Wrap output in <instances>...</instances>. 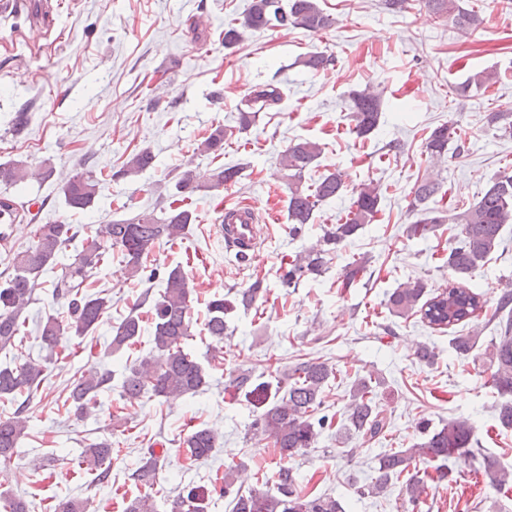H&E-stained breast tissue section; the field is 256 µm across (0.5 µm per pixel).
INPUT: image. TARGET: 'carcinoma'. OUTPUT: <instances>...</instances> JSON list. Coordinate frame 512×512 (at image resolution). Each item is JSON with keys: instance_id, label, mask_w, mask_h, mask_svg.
Masks as SVG:
<instances>
[{"instance_id": "carcinoma-1", "label": "carcinoma", "mask_w": 512, "mask_h": 512, "mask_svg": "<svg viewBox=\"0 0 512 512\" xmlns=\"http://www.w3.org/2000/svg\"><path fill=\"white\" fill-rule=\"evenodd\" d=\"M421 7L437 18L446 17L464 34L484 24L485 18L474 10L463 7L460 0H418ZM333 18L319 6L318 0H251L240 23L231 22L224 27V48L230 49L242 41L244 32L269 27L303 29L317 35L330 27ZM331 56L312 52L299 59V64L312 73L324 71L332 65ZM498 72L490 69L475 71L460 83L457 95L469 97L498 82ZM282 101L281 88L273 84L256 86L242 100L236 117L237 132L247 131L255 122L256 114L270 110ZM353 132L366 139L378 127L381 117V96L370 89L351 95ZM453 128L442 124L432 130L425 143V151L432 159L448 158V145L453 140ZM227 128L215 127L199 144L202 153L217 154L224 149ZM320 155V147L310 140H300L289 145L281 154L280 165L288 171L287 219L294 235L302 232L306 224L314 223L318 206L328 200L343 196L347 184L339 172L321 176L308 186H303L305 172L311 169ZM156 156L143 148L131 154L120 170L119 177H136L155 166ZM243 168L220 167L213 174L211 188L217 190L235 184ZM55 170L51 167L31 168L24 161L0 162V187L9 190L29 179L49 180ZM102 188L93 170L76 172L62 185L67 207L84 211L94 204ZM174 188L184 199L195 192L192 173L185 171L175 182ZM441 190L440 184L423 181L414 190L412 208L421 218L410 227V234L423 236L435 224L458 225L454 246L448 249V270L458 279L440 292H429L427 284L417 279L395 289L386 300L387 309L400 316L420 314L421 320L432 329H447L479 317L483 311L482 296L471 290L465 281L472 279L485 267L492 253L502 244L503 228L512 223V173L503 172L490 180L479 201L466 211L444 216L428 207V201ZM352 202L346 219L324 232L318 243L296 255L283 276V284L295 285L309 275H318L327 264L326 256L351 239L363 225L372 221L379 211L382 199L380 185L363 183L352 187ZM14 224L24 221L30 214L26 205H17L7 194L0 197V215ZM195 221L193 211L181 206L168 205L160 214L142 213L133 218L112 221L102 225L83 239L81 250L74 261L62 268L53 283L54 302L66 308L62 316L50 314L38 322L37 332L46 349L57 348L67 336L83 337L96 329L110 307V299L88 291L89 278L107 261L109 255H121L124 274L129 277L142 275L146 262L157 245L181 239ZM76 237L72 225L54 221L34 225L33 240L26 250L7 255L12 273L0 281V351L15 347V339L25 322L21 317L34 301L38 281L47 270H53L61 254ZM263 293V284L254 282L250 287L236 292L230 298H215L208 304L205 330L217 341L224 340L228 325L226 316L238 309L248 310ZM191 295L188 277L180 267L170 269L163 281L159 297L143 302L150 303L153 312L151 354L135 359L125 367L120 396L133 404L144 398H176L196 395L209 386L204 367L184 350L191 329ZM497 320L499 336L494 342L491 381L498 393L505 398L498 409L497 419L504 428H512V289L499 296L493 313ZM142 318L134 313L125 316L112 329L111 346L119 350L141 336ZM45 366L25 361L19 364L0 365V400L17 403L7 418L0 417V466L10 464L18 454L19 441L27 429L26 407L30 398L17 402L23 393L33 394L43 381ZM337 370L326 362L300 361L294 363L286 377V386L277 387L269 395L268 385L255 383L252 375L240 374L229 381V386L252 396L263 410L251 423L256 435L273 442L284 458H292L315 447L328 417L321 414L324 405V388ZM110 371L84 373L70 384L69 398L76 411L86 415L98 408L101 391L109 388ZM390 422L377 409L374 389L370 381L360 378L352 388L351 400L341 428L374 440L385 436ZM422 441L405 450L388 451L378 459L375 481L367 486L354 487L356 495L384 491L392 480L406 476L401 485L402 507L414 512H429L428 482L442 481L450 470L448 463L466 461L475 454L476 439L472 425L462 419H450L439 428L427 421L418 424ZM191 458L206 459L215 450L218 436L208 428L194 430L186 440ZM434 463V473L410 472L416 461ZM112 461V443L107 440L93 442L84 449L82 462L100 478L108 474ZM166 465L165 453L149 451V456L131 474V479L144 487L157 485L159 473ZM484 489L501 494L512 489V472L494 460H487L482 473ZM235 484L233 470L224 472V495L232 496L231 512H345L341 501L329 494L310 495L300 486L294 471L281 467L274 474L276 492L254 488L246 493L232 491ZM212 489L206 485L183 488L169 500L170 512H209ZM89 501L68 497L57 501L53 512H89Z\"/></svg>"}]
</instances>
